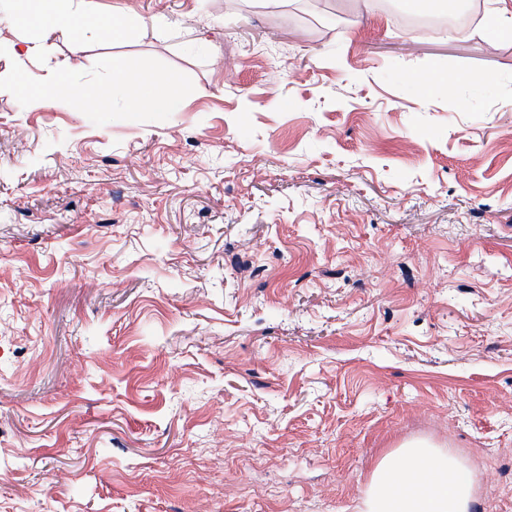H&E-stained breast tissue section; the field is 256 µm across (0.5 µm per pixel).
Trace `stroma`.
Listing matches in <instances>:
<instances>
[{
	"instance_id": "35a3bbf8",
	"label": "stroma",
	"mask_w": 512,
	"mask_h": 512,
	"mask_svg": "<svg viewBox=\"0 0 512 512\" xmlns=\"http://www.w3.org/2000/svg\"><path fill=\"white\" fill-rule=\"evenodd\" d=\"M93 2L141 33L81 70L194 90L102 126L0 91V512H366L416 441L512 512V40L380 0ZM35 46L36 79L71 55Z\"/></svg>"
}]
</instances>
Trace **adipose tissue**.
<instances>
[{"label":"adipose tissue","instance_id":"1","mask_svg":"<svg viewBox=\"0 0 512 512\" xmlns=\"http://www.w3.org/2000/svg\"><path fill=\"white\" fill-rule=\"evenodd\" d=\"M475 477L452 456L416 443L384 454L373 468L368 512H470Z\"/></svg>","mask_w":512,"mask_h":512}]
</instances>
